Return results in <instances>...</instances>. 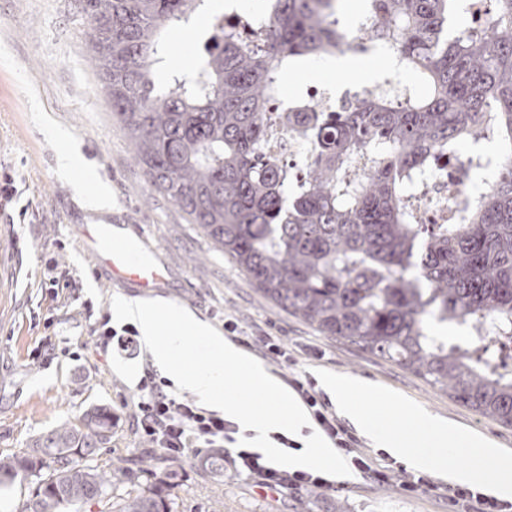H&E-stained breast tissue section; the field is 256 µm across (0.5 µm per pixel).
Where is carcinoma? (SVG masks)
Wrapping results in <instances>:
<instances>
[{"label": "carcinoma", "mask_w": 512, "mask_h": 512, "mask_svg": "<svg viewBox=\"0 0 512 512\" xmlns=\"http://www.w3.org/2000/svg\"><path fill=\"white\" fill-rule=\"evenodd\" d=\"M195 2L79 0L101 88L151 191L321 335L512 426V378L426 324L491 319L512 336V0H492L484 25L456 29L458 0H371L367 40L396 53L424 94L361 100L334 113L326 136L316 106L288 113L318 139L294 189L264 150L266 104L288 69L336 55L345 34L334 0H269L260 25L211 24L203 62L167 72L160 88L165 34ZM485 134L508 141L489 192L460 221L427 229L409 189L433 160ZM113 426L112 413L95 408L0 457V477L34 485L22 512H172L176 461L166 454L136 473L99 463Z\"/></svg>", "instance_id": "obj_1"}]
</instances>
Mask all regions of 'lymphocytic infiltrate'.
Returning <instances> with one entry per match:
<instances>
[{
  "instance_id": "lymphocytic-infiltrate-1",
  "label": "lymphocytic infiltrate",
  "mask_w": 512,
  "mask_h": 512,
  "mask_svg": "<svg viewBox=\"0 0 512 512\" xmlns=\"http://www.w3.org/2000/svg\"><path fill=\"white\" fill-rule=\"evenodd\" d=\"M245 344L287 374L286 382L307 407L314 423L355 470L362 472L371 485L382 487L398 483L409 496L433 491L435 484L424 474L394 470L387 465L370 466L360 442L337 417L331 404L317 391L313 381L299 377L297 362L281 337L268 332H256L244 337ZM142 393L133 433L150 448L161 449L169 456L184 459L198 457L208 449L224 444L234 445L232 459L237 474L253 480L260 487L273 490L317 488L334 490L332 481L315 472L288 470L270 465L262 455L237 447L241 431L238 423L216 412L198 406L191 400H178L158 383L154 372H147L141 385ZM454 512H512V503L468 487L449 486L444 490Z\"/></svg>"
}]
</instances>
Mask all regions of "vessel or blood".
Listing matches in <instances>:
<instances>
[{
	"instance_id": "vessel-or-blood-1",
	"label": "vessel or blood",
	"mask_w": 512,
	"mask_h": 512,
	"mask_svg": "<svg viewBox=\"0 0 512 512\" xmlns=\"http://www.w3.org/2000/svg\"><path fill=\"white\" fill-rule=\"evenodd\" d=\"M77 234L95 270L112 284L136 288L145 294L165 286L166 265L144 246L132 226L81 224Z\"/></svg>"
}]
</instances>
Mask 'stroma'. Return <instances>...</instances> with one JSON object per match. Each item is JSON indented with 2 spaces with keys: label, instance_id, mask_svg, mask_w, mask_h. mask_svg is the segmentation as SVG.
<instances>
[{
  "label": "stroma",
  "instance_id": "obj_1",
  "mask_svg": "<svg viewBox=\"0 0 512 512\" xmlns=\"http://www.w3.org/2000/svg\"><path fill=\"white\" fill-rule=\"evenodd\" d=\"M200 0L188 20L170 30L171 54L192 70L202 49L206 15ZM69 133L112 193V220L136 226L170 271L161 296L223 330L237 319L244 334L263 329L287 342L300 377L326 369L403 393L427 411L512 449V427L501 425L433 388L415 373L318 333L261 294L215 251L176 206L150 191L121 124L112 116L88 50L87 25L76 0H0V169L17 194L0 214V456L21 453L46 429L96 407L114 415L112 444L103 459L136 469L153 456L131 424L139 383L153 362L145 351L104 352L92 342L93 324L111 314L113 288L97 276L75 232L92 221L83 186L61 176L57 156ZM52 269L64 289L46 288ZM172 482L174 512H452L447 498L377 488L359 472L337 479L332 491L301 489L262 494L232 470L216 476L182 459Z\"/></svg>",
  "mask_w": 512,
  "mask_h": 512
}]
</instances>
